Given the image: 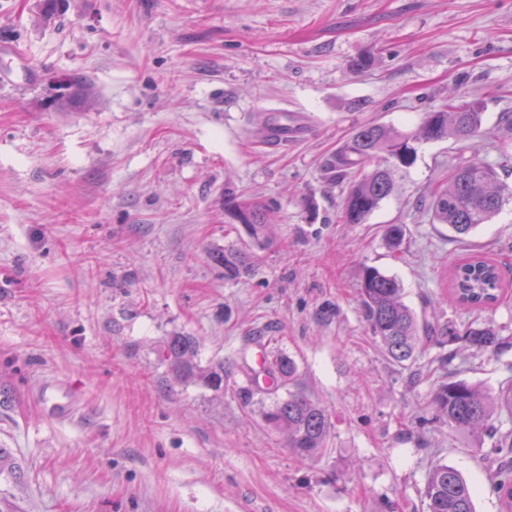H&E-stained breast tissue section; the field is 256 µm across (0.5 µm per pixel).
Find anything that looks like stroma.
<instances>
[{
    "instance_id": "obj_1",
    "label": "stroma",
    "mask_w": 512,
    "mask_h": 512,
    "mask_svg": "<svg viewBox=\"0 0 512 512\" xmlns=\"http://www.w3.org/2000/svg\"><path fill=\"white\" fill-rule=\"evenodd\" d=\"M0 512H422L445 462L499 512L493 439L433 418L426 372L450 343L403 367L360 313L364 267L397 277L428 322L498 330L496 354L451 371L490 390L512 380V301L475 309L448 296L466 248L512 281V200L465 243L431 221V188L466 159L419 144L363 224L339 212L329 163L356 127L415 132L449 94L484 106L480 154L512 186V0H0ZM375 51L374 66L349 65ZM94 98L54 111L70 72ZM305 136L272 147L270 109ZM268 206L269 240L235 281L212 255L245 245L224 193ZM406 227L400 253L383 238ZM198 337L223 361V396L159 364L168 336ZM285 351L331 419L303 458L239 388L260 351ZM86 398L81 417L45 416L38 385Z\"/></svg>"
}]
</instances>
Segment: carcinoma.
Here are the masks:
<instances>
[{
	"label": "carcinoma",
	"instance_id": "cac0c4a2",
	"mask_svg": "<svg viewBox=\"0 0 512 512\" xmlns=\"http://www.w3.org/2000/svg\"><path fill=\"white\" fill-rule=\"evenodd\" d=\"M65 92L54 100L56 111L68 110L91 97L88 80L80 74L66 77ZM484 112L477 99L451 98L438 110L427 113L416 133L405 134L385 124L356 128L336 152L330 169L333 178L348 180L349 191L341 210L346 224H363L394 189V172L413 164L417 148L423 141L453 139L471 150V155L452 167L448 179L431 192L429 209L433 222L446 224L459 239L479 225L487 223L501 209L512 190L498 180L493 164L485 161L476 148L483 135ZM224 214L242 224L253 245L266 241L268 225L261 210L244 205L231 191L224 193ZM405 226L388 224L384 238L393 252L401 250ZM216 264L224 268V278L236 280L253 269V254L247 248L227 247L213 254ZM503 283L498 266L476 251L457 264L451 274V291L462 305L472 308L494 306L500 301ZM363 320L382 349L396 363L414 362L425 343L435 336H446L459 344V351L495 354L502 342L497 330L484 323L471 322L462 327L434 326L419 320L404 302L400 282L377 268L363 269L358 289ZM199 342L194 336H169L157 349V360L174 377L183 382L200 384L216 394L224 393V363L202 365L198 360ZM294 358L280 351L273 360L263 358L258 368L245 375L241 391L250 396L262 394L271 400L263 411L264 421L285 433L288 447L302 458L313 457L325 447L331 423L326 411L300 385ZM286 390V396L280 391ZM435 418L461 433L488 435L494 438L492 458L512 454V430L498 433L497 415L512 422V382L493 392L441 375L432 398ZM493 490L503 512H512V472H498ZM425 512H475L473 491L458 470L446 463L436 464L429 472L424 493Z\"/></svg>",
	"mask_w": 512,
	"mask_h": 512
}]
</instances>
